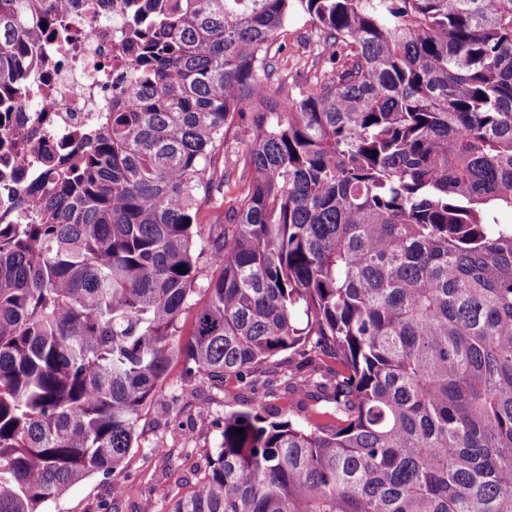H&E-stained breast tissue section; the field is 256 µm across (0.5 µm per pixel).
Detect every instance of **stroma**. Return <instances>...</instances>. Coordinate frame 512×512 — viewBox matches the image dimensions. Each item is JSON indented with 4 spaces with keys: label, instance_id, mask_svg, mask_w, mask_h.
Wrapping results in <instances>:
<instances>
[{
    "label": "stroma",
    "instance_id": "stroma-1",
    "mask_svg": "<svg viewBox=\"0 0 512 512\" xmlns=\"http://www.w3.org/2000/svg\"><path fill=\"white\" fill-rule=\"evenodd\" d=\"M320 31L302 13L288 21L280 36L286 49L285 69L297 81H305L320 68ZM298 356L283 353L260 369L257 392L280 406L284 416H294L297 398H283V382L296 373ZM254 392V393H257ZM235 378L215 382L202 374H187L183 362H174L152 402L141 412L132 449L116 471L93 474L76 484L63 499L44 504V512H169L172 502L190 492L203 477L208 462L221 442L226 411L250 403L254 395ZM131 482L134 495L120 505L112 503V485Z\"/></svg>",
    "mask_w": 512,
    "mask_h": 512
}]
</instances>
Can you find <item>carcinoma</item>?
<instances>
[{"label": "carcinoma", "mask_w": 512, "mask_h": 512, "mask_svg": "<svg viewBox=\"0 0 512 512\" xmlns=\"http://www.w3.org/2000/svg\"><path fill=\"white\" fill-rule=\"evenodd\" d=\"M70 2L0 0V104ZM128 2L127 97L0 223V512L117 469L173 361L253 390L287 351L336 363L300 421L224 414L170 512H512V0ZM297 12L323 71L277 99ZM243 152L244 145L241 140V134L236 135V137H233L231 134L224 148V154L219 156L216 164L219 168L226 166L227 169L235 170L234 176H236L238 169L242 165L241 155Z\"/></svg>", "instance_id": "obj_1"}]
</instances>
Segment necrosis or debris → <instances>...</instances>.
<instances>
[{
    "label": "necrosis or debris",
    "instance_id": "obj_1",
    "mask_svg": "<svg viewBox=\"0 0 512 512\" xmlns=\"http://www.w3.org/2000/svg\"><path fill=\"white\" fill-rule=\"evenodd\" d=\"M126 10L124 0H88L84 7L73 0L62 23L79 32L80 40L68 45L47 41L39 46L44 64L30 76L35 108L0 114V121L11 128L14 158L9 168L0 169V206L43 175L39 146L70 142L99 121L111 107L113 95L122 93L116 61L122 55ZM47 98L55 101L54 109L43 108Z\"/></svg>",
    "mask_w": 512,
    "mask_h": 512
}]
</instances>
